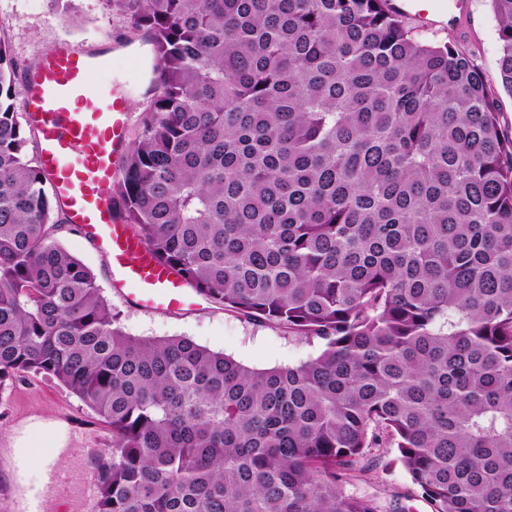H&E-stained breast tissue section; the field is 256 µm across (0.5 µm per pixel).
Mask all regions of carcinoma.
<instances>
[{"label":"carcinoma","mask_w":512,"mask_h":512,"mask_svg":"<svg viewBox=\"0 0 512 512\" xmlns=\"http://www.w3.org/2000/svg\"><path fill=\"white\" fill-rule=\"evenodd\" d=\"M107 2L154 51L115 218L321 350L255 369L125 333L56 238L0 36V391L55 378L111 429L96 512H411L346 491L382 448L432 512H512V135L474 54L388 0Z\"/></svg>","instance_id":"obj_1"}]
</instances>
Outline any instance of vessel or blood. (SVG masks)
I'll return each mask as SVG.
<instances>
[{
	"mask_svg": "<svg viewBox=\"0 0 512 512\" xmlns=\"http://www.w3.org/2000/svg\"><path fill=\"white\" fill-rule=\"evenodd\" d=\"M392 9L433 26L463 9L423 6L422 0H389ZM105 51L78 50L61 40L49 47L25 79L26 113L40 132L38 163L69 223L78 225L110 262L114 285L130 287L146 310H175L196 303L185 283L159 263L112 213L107 193L131 121L123 90L94 85L107 69Z\"/></svg>",
	"mask_w": 512,
	"mask_h": 512,
	"instance_id": "1",
	"label": "vessel or blood"
}]
</instances>
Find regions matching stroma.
<instances>
[{
    "instance_id": "stroma-1",
    "label": "stroma",
    "mask_w": 512,
    "mask_h": 512,
    "mask_svg": "<svg viewBox=\"0 0 512 512\" xmlns=\"http://www.w3.org/2000/svg\"><path fill=\"white\" fill-rule=\"evenodd\" d=\"M417 35L431 41L451 42L473 53L488 89L498 101L500 121L512 133V94L499 80V40L491 0H468L464 11L442 27L415 26ZM0 36L12 51L18 69L40 60L60 39L78 48L98 46L111 57L107 77L123 89L131 112V127H138L144 93L152 76L153 52L141 35L131 34L125 19L114 16L106 0H0ZM61 244L81 259L97 276L104 296L128 334L144 338L186 336L197 344L222 352L242 364L257 368L296 366L315 357L320 346L280 329L250 321L209 301L172 312L139 307L129 290L115 289L102 251L73 225H65ZM31 417L66 424L72 458L62 460L64 470L81 466L85 451L108 448L111 433L100 417L57 381L31 377L0 392V455L12 443L15 429ZM382 467L356 478L349 493L388 504L392 498H409L412 512H431L394 449H385Z\"/></svg>"
}]
</instances>
